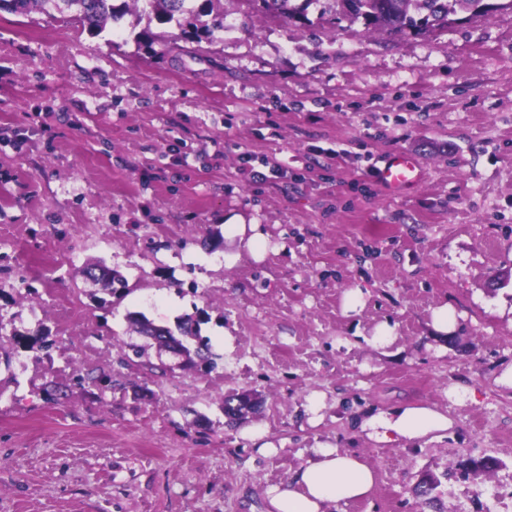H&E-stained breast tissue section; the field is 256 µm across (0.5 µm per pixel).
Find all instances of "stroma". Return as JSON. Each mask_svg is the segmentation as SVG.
<instances>
[{"label": "stroma", "instance_id": "1", "mask_svg": "<svg viewBox=\"0 0 512 512\" xmlns=\"http://www.w3.org/2000/svg\"><path fill=\"white\" fill-rule=\"evenodd\" d=\"M224 10L234 28L210 64L0 12V326L61 339L53 401L32 351L14 348L0 512H266V489L320 442L377 470L371 496L335 512H512V386L497 381L512 364V11L400 39ZM395 151L424 168L398 194L367 172ZM267 162L284 175L259 178ZM234 216L263 232L262 260L225 266ZM89 257L126 279L112 311L84 295ZM26 283L37 297L21 299ZM351 288L366 304L347 315ZM444 303L445 336L429 325ZM130 311L170 328L200 314L215 368L158 378L82 360V337L128 341ZM383 322L397 334L384 350L369 341ZM76 368L118 385L90 395ZM245 392L257 409L228 424L224 397ZM407 402L438 405L453 428L379 445L353 424ZM485 455L502 462L492 480L443 482L437 507L419 505L426 472ZM457 323L455 312L443 304L432 309L429 325L440 334H448Z\"/></svg>", "mask_w": 512, "mask_h": 512}]
</instances>
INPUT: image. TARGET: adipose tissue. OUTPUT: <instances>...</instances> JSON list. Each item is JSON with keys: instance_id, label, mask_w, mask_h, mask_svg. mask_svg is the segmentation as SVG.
Instances as JSON below:
<instances>
[{"instance_id": "ef3b65f1", "label": "adipose tissue", "mask_w": 512, "mask_h": 512, "mask_svg": "<svg viewBox=\"0 0 512 512\" xmlns=\"http://www.w3.org/2000/svg\"><path fill=\"white\" fill-rule=\"evenodd\" d=\"M224 237L236 245L235 251L225 254V264L235 263L242 251L257 260L266 251L262 233L248 230L241 217L226 222ZM354 424L359 434L377 444L413 442L453 426L446 412L426 403L363 413L355 417ZM376 479L375 469L357 452L321 443L287 482L267 489L269 512H332L336 504L367 498Z\"/></svg>"}]
</instances>
